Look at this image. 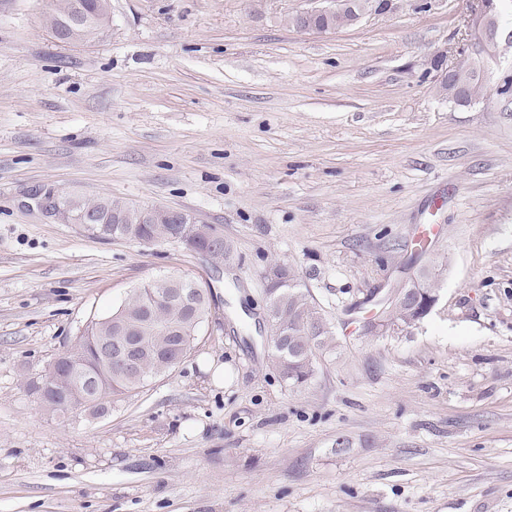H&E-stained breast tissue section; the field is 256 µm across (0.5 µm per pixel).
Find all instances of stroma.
Masks as SVG:
<instances>
[{
	"instance_id": "35a3bbf8",
	"label": "stroma",
	"mask_w": 512,
	"mask_h": 512,
	"mask_svg": "<svg viewBox=\"0 0 512 512\" xmlns=\"http://www.w3.org/2000/svg\"><path fill=\"white\" fill-rule=\"evenodd\" d=\"M53 0H0V512H512V61L442 99L476 0H112L65 44ZM54 189L187 211L223 262L89 235ZM288 265L336 336L304 386L271 361L262 272ZM434 266L439 301L363 332ZM211 309L170 372L93 418L31 380L140 283ZM224 369L214 378L212 366ZM110 2L111 0H95L94 10L91 11V14L88 15L82 23L79 19L70 23L67 37H61L56 31L58 29H55L51 23L47 24V28L55 37L64 43L83 42V26L88 22L95 21V25L98 24L100 28L99 31H105L107 29L106 27L110 21ZM312 2L327 5L302 10L291 18V22L299 29L327 34L343 28L342 26L346 24V17H341L336 22V17L343 14L345 9H350L355 15L347 26L356 24L371 1L316 0Z\"/></svg>"
}]
</instances>
